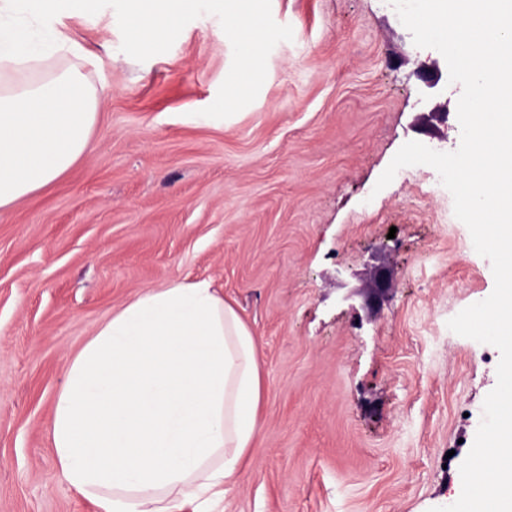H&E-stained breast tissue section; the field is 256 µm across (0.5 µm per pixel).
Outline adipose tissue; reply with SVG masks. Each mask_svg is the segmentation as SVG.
I'll return each instance as SVG.
<instances>
[{
  "label": "adipose tissue",
  "mask_w": 512,
  "mask_h": 512,
  "mask_svg": "<svg viewBox=\"0 0 512 512\" xmlns=\"http://www.w3.org/2000/svg\"><path fill=\"white\" fill-rule=\"evenodd\" d=\"M196 0H131L139 50L163 48ZM0 26V209L88 150L99 96L80 70ZM258 343L209 283L149 289L74 357L51 428L63 479L99 512H224L260 423Z\"/></svg>",
  "instance_id": "1"
}]
</instances>
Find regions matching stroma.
Masks as SVG:
<instances>
[{"mask_svg":"<svg viewBox=\"0 0 512 512\" xmlns=\"http://www.w3.org/2000/svg\"><path fill=\"white\" fill-rule=\"evenodd\" d=\"M225 0L142 55L126 0L65 19L102 91L90 149L0 210V512H98L50 437L76 354L138 294L209 282L259 341L260 431L224 512H430L497 383L499 350L447 322L490 261L428 165L375 184L403 144L460 145V84L390 0H262L263 62L236 90ZM437 76L426 89L422 73ZM395 285L350 307L371 267Z\"/></svg>","mask_w":512,"mask_h":512,"instance_id":"obj_1","label":"stroma"}]
</instances>
